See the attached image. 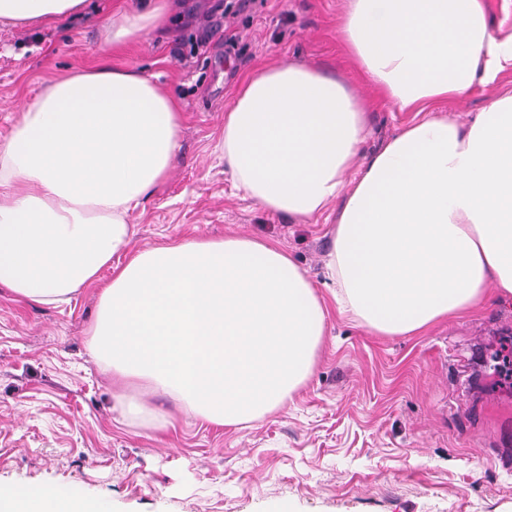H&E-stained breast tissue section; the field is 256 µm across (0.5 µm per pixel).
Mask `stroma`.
Returning <instances> with one entry per match:
<instances>
[{"label": "stroma", "instance_id": "stroma-1", "mask_svg": "<svg viewBox=\"0 0 512 512\" xmlns=\"http://www.w3.org/2000/svg\"><path fill=\"white\" fill-rule=\"evenodd\" d=\"M140 0H88L73 18L0 24V139L15 106L71 69L139 67L179 100L180 148L129 217L133 247L247 235L286 249L315 282L329 223L297 224L236 191L217 146L224 106L255 67L316 64L367 102L363 154L411 120L361 81L336 40L343 0H175L168 23L102 56L103 20ZM512 91L505 72L445 106L469 123ZM95 286L53 308L0 287V487H73L111 512H512V381L480 355L512 339V301L421 336H375L331 313L315 367L288 404L246 427L174 413L158 434L116 422L112 380L87 352Z\"/></svg>", "mask_w": 512, "mask_h": 512}]
</instances>
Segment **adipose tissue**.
I'll list each match as a JSON object with an SVG mask.
<instances>
[{
    "label": "adipose tissue",
    "instance_id": "obj_1",
    "mask_svg": "<svg viewBox=\"0 0 512 512\" xmlns=\"http://www.w3.org/2000/svg\"><path fill=\"white\" fill-rule=\"evenodd\" d=\"M86 0H0V23L80 14ZM149 0L103 24V50L167 20ZM336 38L411 122L362 155L366 107L318 65L251 72L224 108L234 187L297 224L333 216L326 281L250 236L132 249L129 215L171 169L182 114L151 75L77 69L25 101L0 140V286L71 303L98 289L88 348L120 421L158 433L185 415L236 427L284 407L311 374L331 310L376 336H414L489 297L512 299V94L466 126L435 115L512 71V33L484 0H344ZM109 279H102L104 269ZM0 512H109L76 491L0 490Z\"/></svg>",
    "mask_w": 512,
    "mask_h": 512
}]
</instances>
